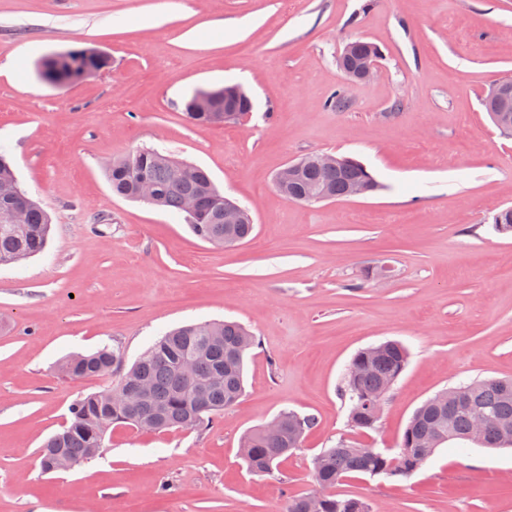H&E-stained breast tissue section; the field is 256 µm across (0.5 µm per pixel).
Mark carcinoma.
Wrapping results in <instances>:
<instances>
[{
    "label": "carcinoma",
    "instance_id": "1",
    "mask_svg": "<svg viewBox=\"0 0 512 512\" xmlns=\"http://www.w3.org/2000/svg\"><path fill=\"white\" fill-rule=\"evenodd\" d=\"M110 65L111 58L105 53L82 48L45 57L37 73L46 83L64 86ZM199 93L195 90L186 100V117L200 126L226 123L217 118L224 114L222 98L216 99L213 112L195 111ZM108 178L112 191L119 196L184 215L192 232L203 241L232 246L245 241L253 231V224L247 220L224 223V193L204 169L154 149L132 151L113 161ZM367 179L373 184L372 192H377L379 183L359 160L350 157L347 165L336 170L312 163L307 155L303 157L299 182L294 187L279 188V193L285 200L294 201L297 194H310L325 185L330 196L344 199L352 184ZM18 204L24 209L23 223H0V266L18 265L40 253L51 230L50 217L20 186L11 163L0 153V211ZM494 224L498 232L511 234L512 208L497 212ZM255 345V336L236 321L190 323L163 334L120 374L115 384L71 404L69 420L40 450L42 471L51 472L58 452L76 464L99 455L105 448L108 429L115 424L150 432L202 426L243 395L246 358ZM123 363L119 347L103 346L90 354L66 357L59 369L71 379H81L105 376ZM407 363L406 348L395 341L371 345L353 356L341 384L353 427H376L381 408L369 407L364 400L382 382L396 383ZM459 395L493 416L475 444L484 448L512 447V379H476L450 386L416 409L395 454H367L343 441L321 452L319 469L313 472V483L319 487L318 512H373L362 499L341 496L332 489L351 474L407 479L420 471L440 446L468 440L470 415L449 409ZM276 420L284 422V430L271 431L265 424L242 439V459L254 474L273 473L283 459L301 447L306 432L315 424L313 416L288 409L281 411Z\"/></svg>",
    "mask_w": 512,
    "mask_h": 512
}]
</instances>
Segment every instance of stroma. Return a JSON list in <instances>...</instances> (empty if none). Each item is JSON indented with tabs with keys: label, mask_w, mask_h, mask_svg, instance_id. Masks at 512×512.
I'll use <instances>...</instances> for the list:
<instances>
[{
	"label": "stroma",
	"mask_w": 512,
	"mask_h": 512,
	"mask_svg": "<svg viewBox=\"0 0 512 512\" xmlns=\"http://www.w3.org/2000/svg\"><path fill=\"white\" fill-rule=\"evenodd\" d=\"M354 38L382 50L367 83L337 63ZM86 47L110 68L38 79L42 58ZM510 76L512 0H0V152L51 218L41 254L0 267V512H285L324 449L395 452L428 397L512 378V235L493 224L512 207V138L483 107ZM227 84L252 112L191 124L193 91ZM141 148L207 170L252 238L215 246L113 194L109 164ZM311 153L358 159L381 191L286 201L276 174ZM376 266L387 276L365 280ZM223 320L257 340L234 406L191 430L112 426L100 455L40 471L71 403L110 382L63 378V357L108 344L129 366L169 329ZM386 340L409 363L376 429L358 430L343 375ZM286 408L316 424L256 476L241 439ZM336 491L376 512H512V449L451 442L410 478L354 474Z\"/></svg>",
	"instance_id": "obj_1"
}]
</instances>
